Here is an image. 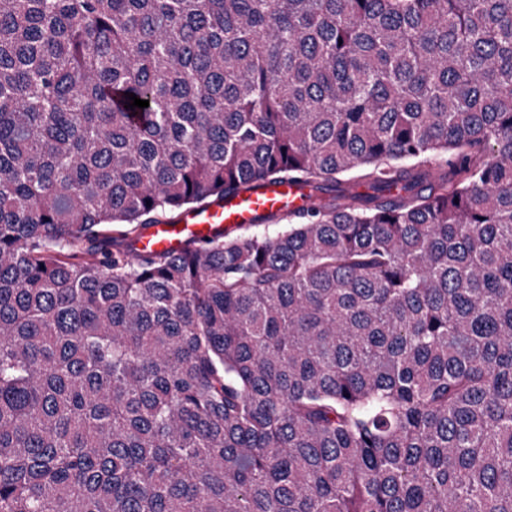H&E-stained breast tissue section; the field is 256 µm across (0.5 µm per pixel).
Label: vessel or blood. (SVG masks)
Listing matches in <instances>:
<instances>
[{
  "instance_id": "b4317fda",
  "label": "vessel or blood",
  "mask_w": 512,
  "mask_h": 512,
  "mask_svg": "<svg viewBox=\"0 0 512 512\" xmlns=\"http://www.w3.org/2000/svg\"><path fill=\"white\" fill-rule=\"evenodd\" d=\"M311 204L310 192L303 186L266 182L206 207L183 210L170 221L150 225L138 247L176 254L188 243L213 237L219 231L255 224L265 216L284 215Z\"/></svg>"
}]
</instances>
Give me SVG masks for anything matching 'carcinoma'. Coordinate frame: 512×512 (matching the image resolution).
I'll list each match as a JSON object with an SVG mask.
<instances>
[{"label":"carcinoma","mask_w":512,"mask_h":512,"mask_svg":"<svg viewBox=\"0 0 512 512\" xmlns=\"http://www.w3.org/2000/svg\"><path fill=\"white\" fill-rule=\"evenodd\" d=\"M0 512H512V0H0ZM312 202L309 190L303 186L265 182L204 208L185 209L167 223L150 225L138 248L177 254L192 241L212 238L225 229L257 224L268 215L306 209Z\"/></svg>","instance_id":"carcinoma-1"}]
</instances>
